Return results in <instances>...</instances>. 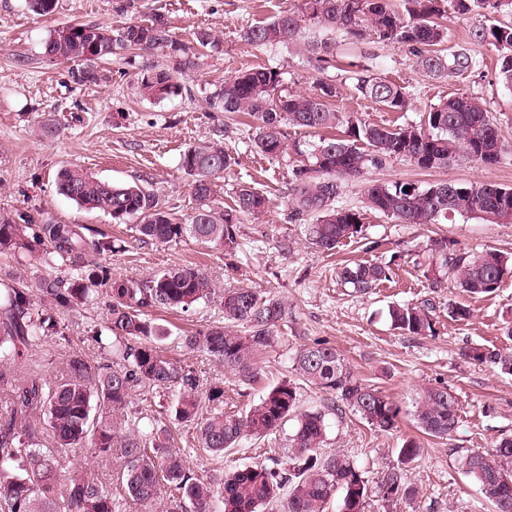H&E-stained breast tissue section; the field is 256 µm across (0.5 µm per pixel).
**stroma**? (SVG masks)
<instances>
[{
	"mask_svg": "<svg viewBox=\"0 0 512 512\" xmlns=\"http://www.w3.org/2000/svg\"><path fill=\"white\" fill-rule=\"evenodd\" d=\"M301 0H57L55 11L39 16L25 0H0V213L30 216L26 246L15 254H0V288L21 280L35 287L46 276L69 279L70 269L46 255L35 236V225L68 224L89 239H119L114 251L90 254L88 261L111 278L136 279L160 270L195 268L217 288L248 287L282 301L286 314L276 340L261 354L259 379L238 384L233 371L204 354L187 352L181 335L204 330L221 320L214 301H201L189 311L162 309L154 317L166 329L162 348L178 363L190 362L204 376L203 394L212 389L224 395L213 402L224 412H242L257 402L267 385L291 377L297 351L316 341L334 346L366 383L381 388L398 403V429L380 432L350 414L327 417L329 449L351 456L368 481L398 463L397 450L416 434L411 418L412 399L424 385L443 383L460 400L456 431L448 438L419 436L420 456L407 467V480L417 486V498L400 502L398 512H491L477 484L458 468L457 461L472 450H487L512 436V375L464 356L471 347L512 346L502 327V312L512 305V276L500 288L479 300H468L452 276L434 279L427 271L425 245L446 238L457 247L495 251L512 257V224H487L479 219L455 218L445 224H401L365 208L364 181H418L433 183L483 182L512 188V88L499 81L494 65L455 80H434L415 69L408 48L379 46L374 70L405 86L414 107L388 112L363 99L345 73L334 72L340 94L333 106L353 112L369 123L391 128L420 121L423 112L455 93L483 97L507 148L492 165L481 166L459 157L447 166L423 170L405 158L369 168L364 181H343L340 203L361 214L362 232L345 241L335 254H322L307 244L303 223L294 216L288 199L291 173L287 165L269 161L249 145V129L241 118L206 110L204 99L234 73L269 65L283 74L282 91H311L318 76L299 47H253L240 34L246 27L297 10ZM168 20L177 39L191 43L198 29L219 32V49L206 52L196 65L181 69L168 53L144 54L143 64L174 73L187 87L185 95L160 101L141 98L134 69L124 54L112 56L102 67L110 77L101 85L74 84L64 65L46 60L44 44L51 33L67 24L85 23L115 28L154 16ZM52 123L54 136L40 127ZM222 140L238 164L231 176L218 180L217 203L231 206L238 184L254 187L269 199L266 213L239 224L241 249L236 256L212 251L186 239L177 243H145L135 230V219L115 223L111 215L89 210L60 193L57 174L65 168L83 170L116 185L134 182L157 192L178 217L194 207L190 176L181 156L191 145ZM373 261L389 265L392 273L372 293L361 295L341 285L337 273L345 264ZM431 303L433 331L406 336L388 320L392 304ZM469 303L473 315L462 321L448 316L449 302ZM110 299L95 294L87 304L57 313L63 340H50L29 352L25 361L1 368L17 377L39 374L61 378L68 360L84 357L92 366L112 361L111 350L93 339L109 320ZM292 425L263 439L245 438L239 447L216 459L197 449L191 428L177 427L175 437L187 469L196 475L217 470L271 464L287 453ZM417 435V434H416ZM63 472L86 469L112 484L121 512H141L117 487L118 463L94 456L92 449H66L59 456Z\"/></svg>",
	"mask_w": 512,
	"mask_h": 512,
	"instance_id": "35a3bbf8",
	"label": "stroma"
}]
</instances>
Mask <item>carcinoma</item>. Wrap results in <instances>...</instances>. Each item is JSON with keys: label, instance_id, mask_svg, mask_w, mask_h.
<instances>
[{"label": "carcinoma", "instance_id": "obj_1", "mask_svg": "<svg viewBox=\"0 0 512 512\" xmlns=\"http://www.w3.org/2000/svg\"><path fill=\"white\" fill-rule=\"evenodd\" d=\"M451 12L439 0H301L298 10L277 15L269 22L250 26L242 33L256 46L303 43L318 70L352 68L336 52L331 38L341 32L352 44H401L413 55L415 68L442 80H452L485 66L482 49L497 54L498 76L512 86V0H450ZM477 16L484 22L471 31L470 46L444 48L448 28L441 21ZM196 45L213 50L220 38L200 29ZM151 52L162 49L190 66L186 47L171 32L167 21L156 16L146 23H128L112 30L96 25H69L51 33L44 54L57 64L78 63L70 74L78 85L99 84L106 76L99 61L119 50ZM348 78L366 101L389 112H406L412 106L405 88L373 72L352 69ZM134 82L141 96L162 100L182 93L183 87L166 70L144 66ZM281 72L260 67L237 72L206 99L213 112L245 113L253 121L252 148L274 162L295 159L291 169L292 210L300 216L314 214L305 225V238L315 249L330 252L361 231L360 213L337 203L339 185L360 178L370 167L394 158H407L422 169L448 165L461 154L480 165L497 162L505 144L483 98L460 93L423 112L420 123L398 128L367 123L351 112L332 109L338 94L336 81L319 77L310 93H278ZM319 132L341 129V134L313 141H290L283 127ZM237 159L224 142L203 141L189 147L182 168L192 177L190 192L195 207L184 219L171 212L159 196L138 183L114 185L81 170L65 169L59 189L67 198L88 209L102 210L113 219L140 218L136 230L142 241L179 242L189 238L207 248L232 255L239 247L238 217L265 211L267 198L241 185L228 210L214 205L215 179L230 173ZM372 209L401 224H438L456 216L495 224L503 209L512 212V188L475 182H376L365 189ZM27 216L0 214V253L20 245ZM37 236L48 253L73 270L69 284L43 278L36 289H5L0 304V363H16L36 345L55 338L58 320L44 314L33 294L56 303L60 309L89 296L85 282H95L96 271L87 268L91 252L109 251V241H87L67 224H40ZM431 269L452 275L463 292L476 297L494 293L505 276H512L509 258L493 252L476 254L448 246L445 239L427 245ZM391 268L377 262L345 266L340 279L357 293L367 294L390 278ZM110 319L107 329L127 344L120 362L105 371L95 370L81 356H73L66 377L49 382L38 374L21 380L0 373L6 416L0 421V512H118L112 490L85 470L61 473L59 448L91 446L100 457L122 462L120 480L125 495L147 509L167 492L165 512H325L341 495L339 512H366L369 484L347 454L324 450L326 417L350 412L381 432L397 427L401 408L384 391L354 375L335 347L322 341L304 346L293 361L296 379L269 388L245 413L203 412L199 400L203 379L195 367L178 365L160 350L166 330L154 323L158 308L188 310L194 303L213 298L216 288L203 272L193 268L162 271L141 279L114 278L110 283ZM224 324L183 337L190 352L202 351L209 359L236 372L238 381L250 384L257 377L255 359L275 341V328L283 319V303L251 288H227L220 296ZM391 326L405 335L432 331L428 303L392 305ZM248 328V334L236 327ZM466 357L505 374H512V349L474 347ZM310 384L331 396L326 409L303 410L297 382ZM162 390L169 394L167 411L179 423H191L199 447L221 455L239 447L248 435L273 434L295 417L288 436V455L275 467L253 465L229 475L212 473L194 477L180 453L172 448L166 429L153 424L120 432L109 415L124 412L138 392ZM45 417L56 447H42L30 419ZM460 417L459 400L447 386L423 387L415 398L414 419L419 429L435 438L450 436ZM420 454V445L406 440L398 449V465L381 473L378 495L386 506L419 495L407 483L405 468ZM464 474L474 479L493 512H512V436L501 438L490 451L473 450L460 459ZM288 497L278 504L280 491Z\"/></svg>", "mask_w": 512, "mask_h": 512}]
</instances>
